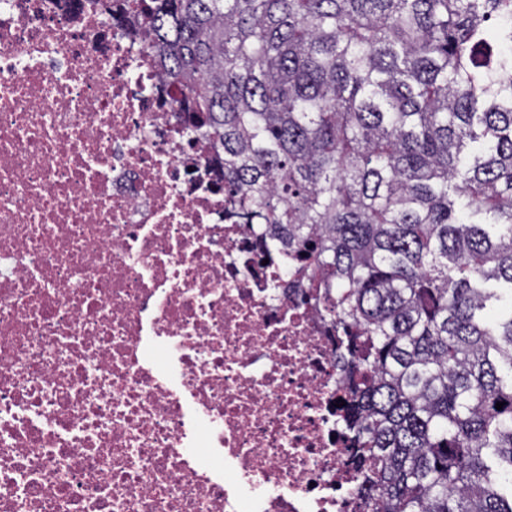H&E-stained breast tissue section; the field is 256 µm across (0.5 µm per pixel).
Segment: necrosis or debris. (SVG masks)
Masks as SVG:
<instances>
[{"label": "necrosis or debris", "instance_id": "1", "mask_svg": "<svg viewBox=\"0 0 512 512\" xmlns=\"http://www.w3.org/2000/svg\"><path fill=\"white\" fill-rule=\"evenodd\" d=\"M105 0H0V512H373L335 331Z\"/></svg>", "mask_w": 512, "mask_h": 512}]
</instances>
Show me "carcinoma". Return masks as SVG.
Listing matches in <instances>:
<instances>
[{"instance_id": "1", "label": "carcinoma", "mask_w": 512, "mask_h": 512, "mask_svg": "<svg viewBox=\"0 0 512 512\" xmlns=\"http://www.w3.org/2000/svg\"><path fill=\"white\" fill-rule=\"evenodd\" d=\"M115 20L340 331L375 512H512V0H123Z\"/></svg>"}]
</instances>
